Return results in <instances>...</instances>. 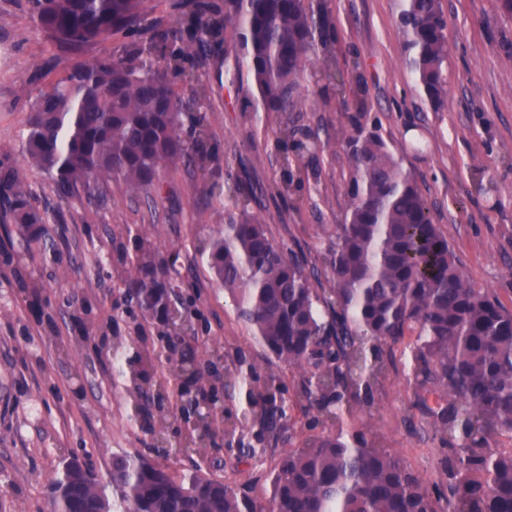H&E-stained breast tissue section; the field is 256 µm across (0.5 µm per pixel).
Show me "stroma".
Segmentation results:
<instances>
[{"mask_svg":"<svg viewBox=\"0 0 512 512\" xmlns=\"http://www.w3.org/2000/svg\"><path fill=\"white\" fill-rule=\"evenodd\" d=\"M448 24V104L433 111L405 65L397 29V0H328L340 66L364 93L365 107L342 106L333 85L315 81L310 62L294 112L250 109L247 76L229 83L235 56L215 51L196 71L206 88L198 102L213 135L217 164L201 176L183 162L164 171L160 197L113 190L97 207L85 197H59L49 174L22 154L29 105L73 61L60 51L44 76L47 57L24 0H0V162L15 167L32 204L46 219L45 245L27 243L0 194V512H54L52 481L71 459L109 484L112 459L145 458L182 473L194 469L265 503L282 455L309 436L371 429L426 483L441 484V445L414 404L416 381L404 345L386 347L388 373L372 394L369 421L335 424L307 409L294 391L287 428L262 451L217 437L205 455L181 451L179 416L167 420L169 445L157 449L132 418L140 401L129 375L112 356L115 345L156 342L159 327L144 320L126 296L120 261L129 230H146L161 258L173 261L177 283L204 358L243 362L266 377L279 366L237 317L209 273L200 247L224 223L225 178L248 194L249 208L270 236L318 261L325 233L348 212L350 160L345 142L376 131L411 172L432 223L447 236L470 282L512 309V17L495 0H441ZM357 69H350V62ZM309 138L299 164L284 167L277 138L283 123ZM289 179L288 198L273 186Z\"/></svg>","mask_w":512,"mask_h":512,"instance_id":"35a3bbf8","label":"stroma"}]
</instances>
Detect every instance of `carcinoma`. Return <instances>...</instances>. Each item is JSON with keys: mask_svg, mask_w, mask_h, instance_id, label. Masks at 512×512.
<instances>
[{"mask_svg": "<svg viewBox=\"0 0 512 512\" xmlns=\"http://www.w3.org/2000/svg\"><path fill=\"white\" fill-rule=\"evenodd\" d=\"M50 49L78 54L100 37L129 40L121 56L76 61L32 103L24 154L53 176L58 195L102 198L109 184L157 193L167 163L186 160L206 175L215 160L205 119L175 90L196 81L195 63L222 43L239 44L234 84L247 68L267 112L294 110L309 53L336 64L326 0H25ZM178 15L175 23L165 15ZM398 30L422 97L441 111L448 99L449 44L441 0H400ZM350 158L346 222L326 233L323 260L333 287L315 286L309 261L276 243L246 204L227 216L203 249L205 262L238 317L279 365L301 373L298 397L339 422L370 402L386 359L370 341L407 348L416 406L440 442L447 480L428 487L396 454L363 432L313 437L281 459L268 502L257 506L221 480L171 473L135 456L112 460L111 501L83 465L55 478L56 512H512V452L494 438L512 433V309L474 287L413 176L383 138L359 132ZM14 223L44 236L43 216L19 174L0 171ZM128 291L142 316L160 323L163 344L127 359L131 374L152 352L171 376L187 361L198 377L215 362L197 358L191 323L172 305V268L157 259L147 232L133 237ZM244 389L248 409L234 430L253 422L260 387L224 368V389ZM285 406L263 409L259 434H279ZM213 428L185 435L183 451L203 454Z\"/></svg>", "mask_w": 512, "mask_h": 512, "instance_id": "cac0c4a2", "label": "carcinoma"}]
</instances>
